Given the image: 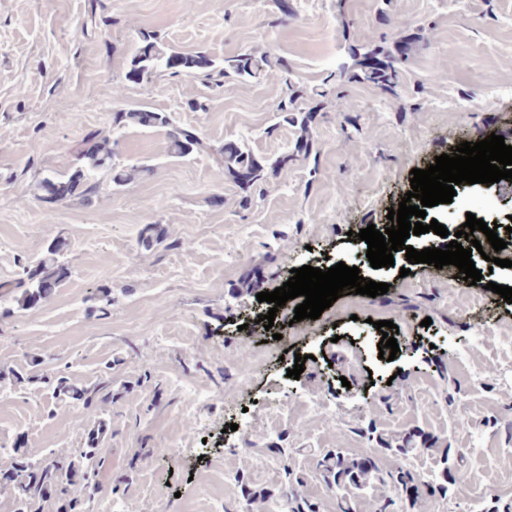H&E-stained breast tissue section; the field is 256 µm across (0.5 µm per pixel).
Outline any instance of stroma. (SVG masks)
I'll use <instances>...</instances> for the list:
<instances>
[{
    "instance_id": "stroma-1",
    "label": "stroma",
    "mask_w": 512,
    "mask_h": 512,
    "mask_svg": "<svg viewBox=\"0 0 512 512\" xmlns=\"http://www.w3.org/2000/svg\"><path fill=\"white\" fill-rule=\"evenodd\" d=\"M290 6L293 19L277 26L276 0H0V283L20 278L61 235L72 268L50 299L0 312V470L80 454L84 512H211L219 485L237 503L244 482L278 502L285 475L275 461L285 454L304 478L301 495L337 512L313 453L373 455L361 433L372 425L386 439L420 429L468 449L467 479L447 498L422 496L417 512L512 505V458L502 454L512 448L502 396L512 385L499 373L498 330L512 322V304L491 292L483 308L449 306L447 269L402 256L370 269L348 237L386 223L412 169L449 143L512 123V0ZM144 27L220 61L283 56L291 73L227 91L187 76L133 84L124 75ZM418 32L396 94L328 81L349 46ZM290 83L327 91L307 158L296 154L297 125L274 110ZM116 85L123 107L171 113L206 150L178 160L164 130L131 129L114 149L125 164L149 161L151 176L88 203L41 201L32 175L67 171L87 131L111 129ZM193 99L207 110H190ZM230 141L263 161L292 159L248 192L221 174L215 150ZM467 204L490 221L512 212L500 187L467 186L430 216L449 227ZM148 224L165 231L149 250L138 243ZM325 261L366 269L390 289L342 295L315 320L255 326L257 298L239 292L253 268L271 291L285 272ZM379 320L399 328L394 360L379 356ZM298 354L305 369L294 379L287 369ZM61 377L108 393L89 406L57 399ZM191 386L204 394L194 405ZM299 393L322 395L333 415L303 412ZM281 404L292 417L278 422ZM100 428V448L89 449ZM261 459L273 468H258Z\"/></svg>"
}]
</instances>
